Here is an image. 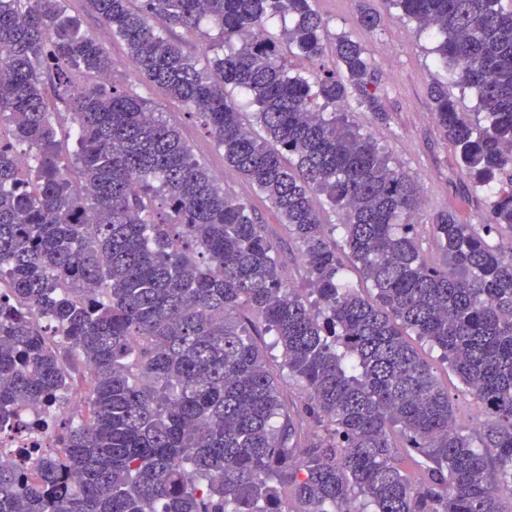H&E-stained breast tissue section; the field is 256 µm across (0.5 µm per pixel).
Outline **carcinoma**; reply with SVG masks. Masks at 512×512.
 Returning a JSON list of instances; mask_svg holds the SVG:
<instances>
[{
    "instance_id": "1",
    "label": "carcinoma",
    "mask_w": 512,
    "mask_h": 512,
    "mask_svg": "<svg viewBox=\"0 0 512 512\" xmlns=\"http://www.w3.org/2000/svg\"><path fill=\"white\" fill-rule=\"evenodd\" d=\"M65 0H0V430L29 408L55 446L37 477L0 457V512H512V0H381L437 39L433 119L487 217L440 213L423 254L417 181L349 120L387 118L371 51L327 34L314 0H87L136 72L207 131L270 202L303 260L228 195L180 127L100 79L112 57ZM359 20L381 24L372 0ZM215 32L208 66L168 29ZM337 68L319 69L328 54ZM316 65L300 71L286 55ZM55 96L76 135H59ZM255 106L253 134L233 101ZM27 161L16 162L18 149ZM341 215L322 221L317 200ZM349 251L373 299L346 280ZM273 336L288 401L254 323ZM438 348L479 406L463 433L406 339ZM84 380L85 414L53 403ZM425 463L411 481L390 431Z\"/></svg>"
}]
</instances>
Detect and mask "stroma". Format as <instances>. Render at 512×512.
Instances as JSON below:
<instances>
[{
	"label": "stroma",
	"mask_w": 512,
	"mask_h": 512,
	"mask_svg": "<svg viewBox=\"0 0 512 512\" xmlns=\"http://www.w3.org/2000/svg\"><path fill=\"white\" fill-rule=\"evenodd\" d=\"M70 11L79 17L83 30L103 41L112 58V74L122 79L130 91L151 101L164 118L180 125L184 137L196 156L211 172L225 169L224 154L213 139L189 117L185 107L169 100L146 79L136 77L124 45L108 37L97 17L88 11L85 0H68ZM327 24L329 34L345 33L366 45L375 65L383 74L388 119L380 123L371 114L354 109V120L384 147L404 171L417 178L424 188V204L418 216V237L425 256L439 261L442 253L428 225L439 212H453L463 224H476L486 215L483 197L466 190V176L459 168L453 148L437 129L433 119L430 85L443 78L431 49L429 34L417 32L413 25L397 19H385L382 26L370 31L358 22V0H317L315 4ZM222 185L226 192L250 205L266 224L270 236L278 243L290 285L302 287L306 280L294 243L264 197L255 192L237 174H229ZM420 355L426 359L438 381L447 388L454 401L460 423L470 434H477L478 412L465 388L438 352L423 341H416Z\"/></svg>",
	"instance_id": "35a3bbf8"
}]
</instances>
